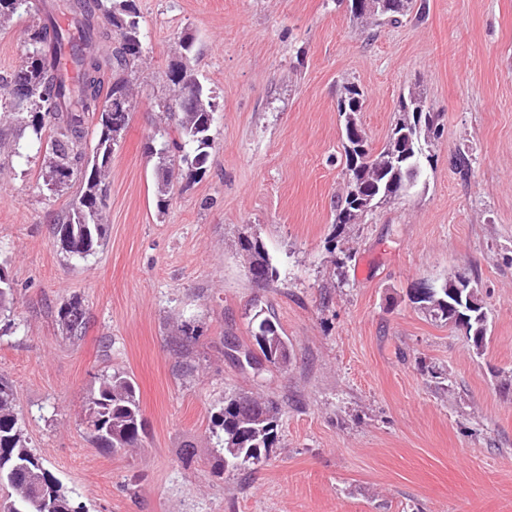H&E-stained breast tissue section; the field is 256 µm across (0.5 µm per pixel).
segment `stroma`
<instances>
[{"mask_svg": "<svg viewBox=\"0 0 512 512\" xmlns=\"http://www.w3.org/2000/svg\"><path fill=\"white\" fill-rule=\"evenodd\" d=\"M135 4L145 58L105 179L106 241L87 260L52 233L79 181L48 190L44 150L0 117V264L15 288L0 376L29 447L81 512H512V0H427L423 18L381 25L353 21L341 0ZM31 33L28 16L0 27L1 76ZM185 37L214 144L161 209L144 145L168 124L157 103L174 94L166 71ZM349 82L365 91L358 120L374 148L411 90L441 136L414 191L338 228ZM250 233L279 270L265 286L239 249ZM458 273L487 312L480 352L408 299L418 280ZM75 296L77 340L57 318ZM260 306L290 360L257 374L225 343L252 346ZM117 371L139 388L147 435L108 453L83 406ZM240 393L279 404L278 443L257 470L218 475L213 419Z\"/></svg>", "mask_w": 512, "mask_h": 512, "instance_id": "35a3bbf8", "label": "stroma"}]
</instances>
